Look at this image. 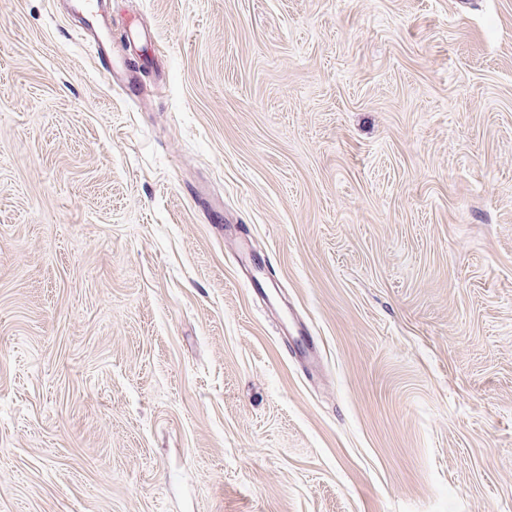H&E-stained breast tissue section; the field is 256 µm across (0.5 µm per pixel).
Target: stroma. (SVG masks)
Wrapping results in <instances>:
<instances>
[{
	"label": "stroma",
	"mask_w": 512,
	"mask_h": 512,
	"mask_svg": "<svg viewBox=\"0 0 512 512\" xmlns=\"http://www.w3.org/2000/svg\"><path fill=\"white\" fill-rule=\"evenodd\" d=\"M105 4L0 0V512H512V0ZM73 6L86 17L87 27L85 31L93 39L95 59L105 57L108 60L109 69L107 74L110 84L118 88H123L125 85L128 86L133 75L127 73L120 57H112V42L109 36L110 26L106 18L99 13L98 1L76 0L73 2Z\"/></svg>",
	"instance_id": "obj_1"
}]
</instances>
